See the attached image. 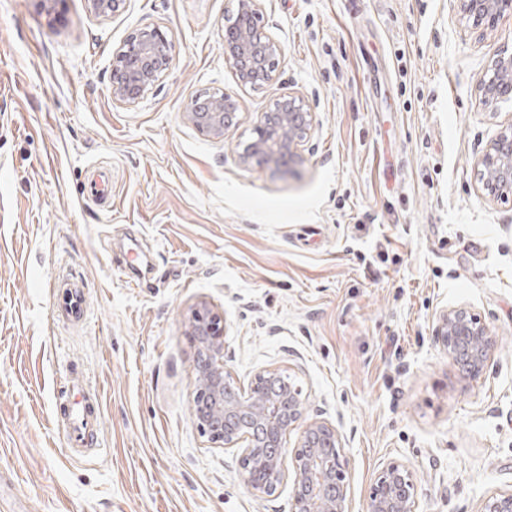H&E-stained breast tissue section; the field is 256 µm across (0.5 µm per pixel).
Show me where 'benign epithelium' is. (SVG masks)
Here are the masks:
<instances>
[{"label":"benign epithelium","instance_id":"benign-epithelium-1","mask_svg":"<svg viewBox=\"0 0 512 512\" xmlns=\"http://www.w3.org/2000/svg\"><path fill=\"white\" fill-rule=\"evenodd\" d=\"M261 0H237L234 22L224 27V59L239 82L256 87L273 81L280 46L259 27ZM463 19L492 27L512 0H458ZM126 0H88L91 12L107 16L122 11ZM174 41L159 28L133 33L112 56V99L131 106L144 99L172 65ZM481 98L493 104L512 98V57H498L493 75L482 81ZM239 105L220 94L198 95L187 105L185 119L205 135L222 141L236 125ZM316 115L303 97L279 94L273 108L260 115L254 137L239 152L247 165L256 160L278 167L301 159L303 142ZM483 197L512 193V127L493 139L477 160ZM224 313L201 301L188 317L187 335L196 352L194 418L208 441L237 451V462L252 493L274 497L291 484L290 512H350V480L341 451L342 435L325 419L304 417L301 391L277 369L257 373L242 395L232 389L234 378L224 365ZM435 336L466 379L478 378L491 360L494 339L487 324L469 308L456 306L439 314ZM299 433L298 444L286 447ZM417 481L403 462L392 461L375 476L366 512H416ZM480 512H512V493L491 496Z\"/></svg>","mask_w":512,"mask_h":512}]
</instances>
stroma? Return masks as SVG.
Segmentation results:
<instances>
[{"instance_id":"1","label":"stroma","mask_w":512,"mask_h":512,"mask_svg":"<svg viewBox=\"0 0 512 512\" xmlns=\"http://www.w3.org/2000/svg\"><path fill=\"white\" fill-rule=\"evenodd\" d=\"M235 0H127L117 16L65 0H0V512H289L259 499L193 415L202 300L226 322L239 385L278 368L307 416L344 440L351 512L376 474L414 471L418 512H479L512 492V195L482 198L475 165L512 127L479 85L512 53V15L473 26L457 0H262L281 48L272 84L224 58ZM175 59L133 106L112 53L133 32ZM317 123L300 162L242 164L237 147L283 92ZM217 92L238 123L218 141L183 113ZM112 202L89 196L99 164ZM81 278L83 326L52 317V282ZM478 313L496 341L462 378L433 330ZM73 382L101 394L102 455L57 431Z\"/></svg>"}]
</instances>
